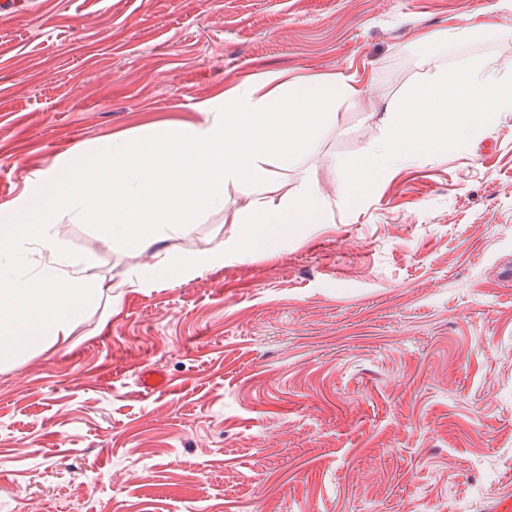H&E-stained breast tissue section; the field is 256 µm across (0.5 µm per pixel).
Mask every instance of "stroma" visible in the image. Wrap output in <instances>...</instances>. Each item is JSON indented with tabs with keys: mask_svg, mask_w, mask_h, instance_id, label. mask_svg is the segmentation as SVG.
Listing matches in <instances>:
<instances>
[{
	"mask_svg": "<svg viewBox=\"0 0 512 512\" xmlns=\"http://www.w3.org/2000/svg\"><path fill=\"white\" fill-rule=\"evenodd\" d=\"M512 61L500 0H16L0 9V205L59 155L195 122L236 83L362 80L320 151L271 158L282 191L334 205L271 254L209 216L154 250L237 237L223 266L132 287L151 254L106 247L104 299L67 339L0 370L5 512H497L512 496V115L337 204L386 103L437 59ZM169 379L149 392L140 374ZM417 44L432 52L446 53L448 56V29L439 28L420 33Z\"/></svg>",
	"mask_w": 512,
	"mask_h": 512,
	"instance_id": "35a3bbf8",
	"label": "stroma"
}]
</instances>
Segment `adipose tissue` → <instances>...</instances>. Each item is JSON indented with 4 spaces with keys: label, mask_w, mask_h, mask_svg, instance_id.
<instances>
[{
    "label": "adipose tissue",
    "mask_w": 512,
    "mask_h": 512,
    "mask_svg": "<svg viewBox=\"0 0 512 512\" xmlns=\"http://www.w3.org/2000/svg\"><path fill=\"white\" fill-rule=\"evenodd\" d=\"M365 93L359 81L282 74L242 82L200 104L202 120L147 125L87 145L34 172L31 184L0 205V367L47 352L69 336L102 292L92 256L71 253L56 227L105 225L113 246L148 247L159 233L185 237L214 213L241 224L251 250L272 253L301 224L328 221L329 202L314 181L280 193L268 157L298 164L321 148V133L342 103ZM246 198L231 209L224 192ZM230 247L216 241L135 270L138 281L171 285L223 265ZM38 255L40 266L29 263Z\"/></svg>",
    "instance_id": "obj_1"
}]
</instances>
